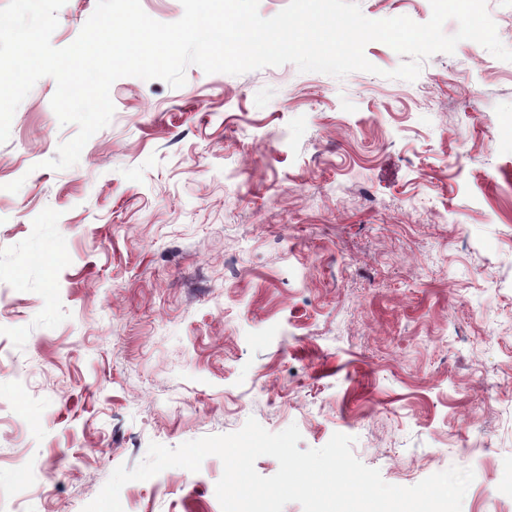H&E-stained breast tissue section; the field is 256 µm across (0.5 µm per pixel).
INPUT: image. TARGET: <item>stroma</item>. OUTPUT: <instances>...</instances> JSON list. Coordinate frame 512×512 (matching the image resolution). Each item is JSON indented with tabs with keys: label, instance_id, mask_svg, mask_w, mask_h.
<instances>
[{
	"label": "stroma",
	"instance_id": "stroma-1",
	"mask_svg": "<svg viewBox=\"0 0 512 512\" xmlns=\"http://www.w3.org/2000/svg\"><path fill=\"white\" fill-rule=\"evenodd\" d=\"M96 4L66 0L52 45ZM364 53L377 73L120 78L61 171L78 128L36 82L0 144L1 496L82 512L150 443L253 418L302 450L352 436L394 485L472 468L462 512H512V62L464 40L408 82ZM222 473L127 483L123 512H221Z\"/></svg>",
	"mask_w": 512,
	"mask_h": 512
}]
</instances>
